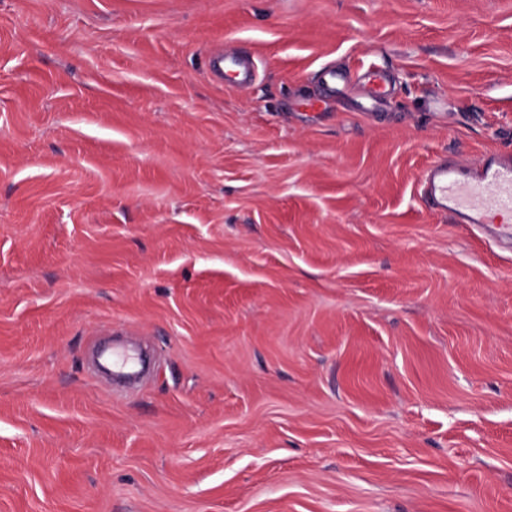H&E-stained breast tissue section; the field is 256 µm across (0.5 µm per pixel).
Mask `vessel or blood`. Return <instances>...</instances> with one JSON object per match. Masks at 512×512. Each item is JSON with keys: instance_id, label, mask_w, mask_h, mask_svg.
I'll return each instance as SVG.
<instances>
[{"instance_id": "obj_1", "label": "vessel or blood", "mask_w": 512, "mask_h": 512, "mask_svg": "<svg viewBox=\"0 0 512 512\" xmlns=\"http://www.w3.org/2000/svg\"><path fill=\"white\" fill-rule=\"evenodd\" d=\"M214 74L225 75L236 86L252 85L257 77L253 60L234 54H214ZM331 90L357 87L373 104L386 99L389 83L380 66L367 68L360 76L327 70L323 73ZM422 195L432 209L447 214L457 224H504L512 220V154H493L474 164L463 165L439 159L419 177Z\"/></svg>"}]
</instances>
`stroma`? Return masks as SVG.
<instances>
[{"label": "stroma", "mask_w": 512, "mask_h": 512, "mask_svg": "<svg viewBox=\"0 0 512 512\" xmlns=\"http://www.w3.org/2000/svg\"><path fill=\"white\" fill-rule=\"evenodd\" d=\"M496 152L512 0H0V512H512ZM214 74L224 76L236 86L252 85L257 77V69L253 60L235 54L215 53L211 59ZM323 76L331 88L332 95H336L339 87L341 91H346L351 86H356L366 101L376 104L386 99L389 94L387 74L381 66L368 67L358 76L356 82H353L350 73L336 70H326ZM432 209L456 224H510L512 154H493L472 165L438 159L419 177Z\"/></svg>", "instance_id": "35a3bbf8"}]
</instances>
